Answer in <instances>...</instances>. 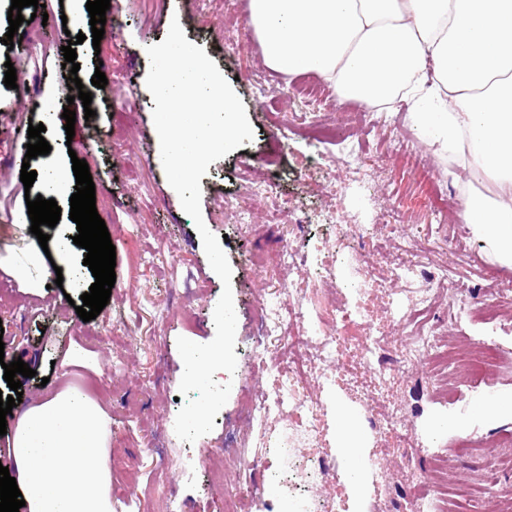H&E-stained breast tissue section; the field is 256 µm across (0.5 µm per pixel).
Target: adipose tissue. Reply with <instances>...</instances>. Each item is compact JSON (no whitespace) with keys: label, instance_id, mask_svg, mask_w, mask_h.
<instances>
[{"label":"adipose tissue","instance_id":"obj_1","mask_svg":"<svg viewBox=\"0 0 512 512\" xmlns=\"http://www.w3.org/2000/svg\"><path fill=\"white\" fill-rule=\"evenodd\" d=\"M249 21L283 74H318L340 101L375 112L410 101L423 142L470 158L491 184L465 196L461 218L487 256L512 267V0H249ZM338 420L359 489L363 438L348 411ZM109 423L70 385L18 417L12 456L27 512H112Z\"/></svg>","mask_w":512,"mask_h":512}]
</instances>
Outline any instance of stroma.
I'll return each mask as SVG.
<instances>
[{"label":"stroma","instance_id":"35a3bbf8","mask_svg":"<svg viewBox=\"0 0 512 512\" xmlns=\"http://www.w3.org/2000/svg\"><path fill=\"white\" fill-rule=\"evenodd\" d=\"M42 2L47 19L23 8L21 43L10 48L0 42V158L24 146V132L30 123L45 122L47 111H75L74 137L63 126L47 125L51 151L42 161L67 166L86 160L97 212L116 248V282L96 319L82 321L73 303L93 281L83 264L85 249L72 247L69 266L55 272L36 236L18 221L40 186L0 175V357L23 360L35 372L22 381L23 405L71 384L105 407L112 512H222L225 497L234 494L242 512H286L291 491L265 487L262 469L240 467L243 448L289 462L298 483L308 456L334 459L335 480L319 496L335 502L336 512H409L401 492L419 476L430 487L465 484L488 459L501 486L512 488V416L488 418L471 400L460 416L461 433L475 435L481 455H461V433L437 432L431 423L451 414L448 392L469 397L471 382L451 364H423L381 380L368 352L376 341L401 357L415 334L413 306L427 286L437 296L427 322L439 346L512 337V311L502 310L492 323L480 313L495 290L512 289V267L490 261L467 225L447 220L433 203L440 194L460 211L464 196L480 186L472 165L434 155L418 136L409 103L372 114L359 103H339L318 74L286 76L267 66L249 22V0H110L106 15L116 28L97 45L89 38L84 0ZM174 20L230 81L253 128L252 141L210 164L200 180L203 221L223 238L232 270L236 371L251 380L233 381L214 429L191 444L174 430L183 374L177 340L214 338L213 313L224 286L166 178L153 133L146 49L164 40ZM78 33L85 36L76 47L79 79L90 86L101 71L108 80L105 88H93L92 118L81 102H69L70 71L62 66V47ZM10 65L17 76L13 89L3 83ZM261 84L267 89L262 97ZM315 125L330 127L333 139H309ZM346 148L361 158L362 170L334 163ZM255 182L272 185V194L254 197ZM385 220L390 228H382ZM354 224L359 232H351ZM409 248L417 249L419 266L408 280H395L387 255ZM286 250L301 260L289 275L277 264ZM16 266L26 268L25 277L11 275ZM443 266L452 282L429 284L431 272ZM291 301L301 307L299 328L310 336L343 314L356 320L341 356L375 395L369 402L347 382L320 381L310 391L321 402V441L313 448L292 434L285 417L245 419L246 400L280 388L271 362L288 351L287 322L267 333L257 307L279 312ZM340 404L364 438L367 486L360 492L347 480L336 441ZM393 409L419 450L410 469L394 464L386 453L394 438L373 426ZM207 459L223 462L221 479L201 468Z\"/></svg>","mask_w":512,"mask_h":512}]
</instances>
